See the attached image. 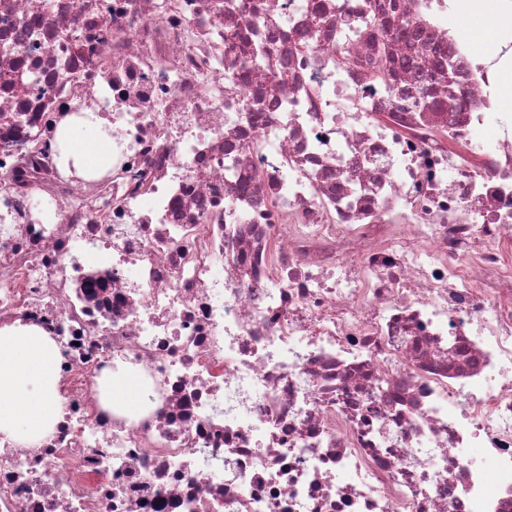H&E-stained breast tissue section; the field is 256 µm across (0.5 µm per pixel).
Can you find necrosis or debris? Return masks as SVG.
I'll list each match as a JSON object with an SVG mask.
<instances>
[{
    "instance_id": "4bbe7bcc",
    "label": "necrosis or debris",
    "mask_w": 512,
    "mask_h": 512,
    "mask_svg": "<svg viewBox=\"0 0 512 512\" xmlns=\"http://www.w3.org/2000/svg\"><path fill=\"white\" fill-rule=\"evenodd\" d=\"M456 10L0 0V327L51 337L63 399L0 440V512H512V39ZM78 112L111 175L59 170ZM127 368L136 418L101 403Z\"/></svg>"
}]
</instances>
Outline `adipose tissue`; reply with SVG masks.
<instances>
[{
  "label": "adipose tissue",
  "mask_w": 512,
  "mask_h": 512,
  "mask_svg": "<svg viewBox=\"0 0 512 512\" xmlns=\"http://www.w3.org/2000/svg\"><path fill=\"white\" fill-rule=\"evenodd\" d=\"M88 120L60 124V164L78 172L104 171L112 166V142ZM58 349L33 325L0 328V438L28 447L51 434L62 418L58 391ZM103 404L127 413L138 412L147 395L140 375L127 370L108 378Z\"/></svg>",
  "instance_id": "ef3b65f1"
}]
</instances>
